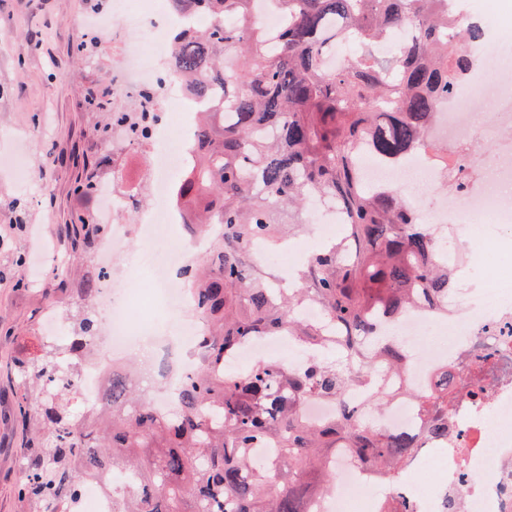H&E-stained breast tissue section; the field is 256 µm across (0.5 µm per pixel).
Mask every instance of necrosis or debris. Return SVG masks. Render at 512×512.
<instances>
[{
	"label": "necrosis or debris",
	"instance_id": "obj_1",
	"mask_svg": "<svg viewBox=\"0 0 512 512\" xmlns=\"http://www.w3.org/2000/svg\"><path fill=\"white\" fill-rule=\"evenodd\" d=\"M199 22L198 15L174 6L152 12L148 0H110L89 21L93 29L112 34V110L126 116L125 122L112 124V152L100 159L101 186L91 213L93 223L107 230L99 244V303L108 305L118 288L130 294L127 307L113 311L111 320L100 326L91 358L61 380L87 416L94 412L130 331L148 325L136 304L152 295L160 296L169 317L188 333L169 344L172 368L163 387L149 393V407L175 415L174 385L199 368L193 338L201 332L200 321L184 281L168 280L162 263L186 255L200 258L208 236L220 234L222 227L215 224L208 234L173 235L162 242L151 230L155 224L185 223L182 208L173 201L169 174L189 168L200 113L224 99L219 84L202 95L194 83L173 73L178 35L189 34ZM147 31L153 41L149 51L141 47ZM511 71V57H482L477 71L442 103L414 155L398 164L362 157L365 182L389 184L413 198L436 176L457 177L452 194L424 217L432 228L449 226L463 241L479 245L485 304L477 309L449 295L452 321L447 335L439 337L425 335L432 313L420 305L393 321H377L375 334L389 335L406 356L402 375L387 383L392 399L380 414V427L390 434H410L417 447L395 493L383 475L356 460L352 449H337L327 464L336 490L313 500L309 512H352L364 500L373 512H387L397 493L412 500L415 512H512V253L497 247L499 234L512 226V145L490 161L473 150L478 127L474 101L489 104L499 125L512 124V83L501 78ZM127 224L141 227L140 268L118 278L113 263ZM446 369L456 376L448 434L433 440L410 394L433 387ZM346 408L355 417H369L373 405L367 390L353 386L336 400L308 397L301 413L306 423L318 426Z\"/></svg>",
	"mask_w": 512,
	"mask_h": 512
}]
</instances>
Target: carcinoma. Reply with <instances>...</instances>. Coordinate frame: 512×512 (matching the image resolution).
I'll return each instance as SVG.
<instances>
[{
	"mask_svg": "<svg viewBox=\"0 0 512 512\" xmlns=\"http://www.w3.org/2000/svg\"><path fill=\"white\" fill-rule=\"evenodd\" d=\"M176 2L206 14L182 39L176 70L204 91L224 85V107L201 113L196 162L178 180L189 223L224 225L206 256L183 270L205 323L196 337L205 367L176 386L174 417L138 404L127 371L80 425L67 392L51 383L53 347L17 361L38 382L19 402V417L33 427L19 494L44 512H72L86 478L108 467L135 477L112 489V512H306L330 488L325 461L336 449H353L396 480L415 448L408 434H385L346 412L311 426L300 409L309 396L334 399L355 384L382 399L375 372H398L404 354L358 339L376 315L393 319L411 304L440 309L448 300L443 245L400 189L363 182L360 160L370 150L397 162L419 147L442 100L477 68L472 48L485 43L486 23L458 22L465 0H275L286 21L267 34L256 0ZM405 25L412 39L382 57L380 46ZM338 40L357 53L336 67ZM316 199L344 211L342 241L353 244V258L340 261L336 247L318 253L305 271L308 287L277 293L256 277L249 245L274 242L294 214L304 223ZM96 292L88 280L71 313L75 333L63 353L76 363L97 332ZM305 303L319 307L320 320L297 314ZM284 334L311 349L304 366H234L249 340ZM338 344L350 346L356 366L319 357ZM449 393L445 373L436 388L415 394L434 439L448 435ZM266 442L273 455L260 460L255 449ZM308 473L322 483H303Z\"/></svg>",
	"mask_w": 512,
	"mask_h": 512,
	"instance_id": "obj_1",
	"label": "carcinoma"
}]
</instances>
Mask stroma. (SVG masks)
<instances>
[{"mask_svg":"<svg viewBox=\"0 0 512 512\" xmlns=\"http://www.w3.org/2000/svg\"><path fill=\"white\" fill-rule=\"evenodd\" d=\"M84 0H0V512H37L18 488L26 464L28 429L17 415L28 379L14 365L42 354L43 311L70 314L77 290L95 277L94 247L76 239L74 213L80 181L98 161L88 88L112 69V41L103 39L92 62L77 60ZM310 212L303 224H286L256 263L261 279L280 275L274 255L292 247L306 257L321 250ZM31 263L19 266L17 257ZM295 265L296 287H305L307 264Z\"/></svg>","mask_w":512,"mask_h":512,"instance_id":"1","label":"stroma"}]
</instances>
